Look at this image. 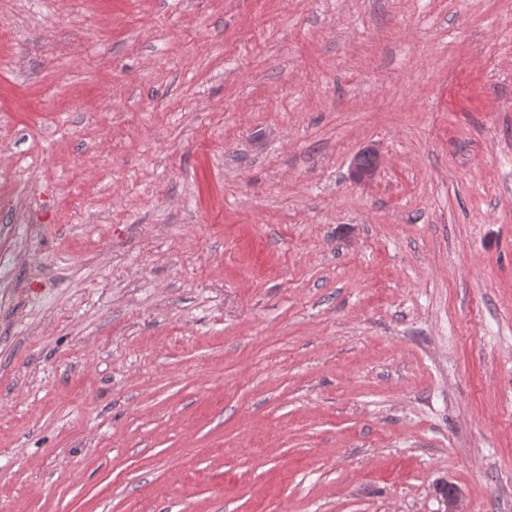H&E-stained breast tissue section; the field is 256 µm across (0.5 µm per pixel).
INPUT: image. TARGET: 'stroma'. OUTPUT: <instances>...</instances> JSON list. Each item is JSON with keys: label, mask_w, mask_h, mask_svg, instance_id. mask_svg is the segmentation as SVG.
<instances>
[{"label": "stroma", "mask_w": 512, "mask_h": 512, "mask_svg": "<svg viewBox=\"0 0 512 512\" xmlns=\"http://www.w3.org/2000/svg\"><path fill=\"white\" fill-rule=\"evenodd\" d=\"M444 484L512 512V0H0V512ZM363 155H369L373 159L371 166H363L360 162V158ZM381 164V156L376 148L367 147L360 151L353 159L351 164V176L352 179L358 184H366L372 181L379 166Z\"/></svg>", "instance_id": "obj_1"}]
</instances>
